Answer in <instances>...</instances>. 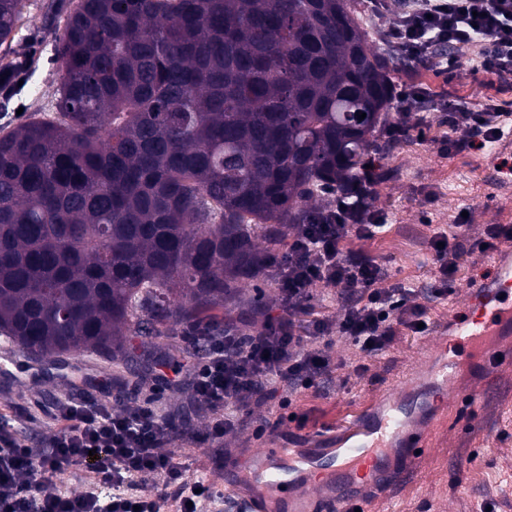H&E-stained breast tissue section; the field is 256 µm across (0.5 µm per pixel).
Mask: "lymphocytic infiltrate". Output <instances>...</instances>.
<instances>
[{
	"instance_id": "obj_1",
	"label": "lymphocytic infiltrate",
	"mask_w": 512,
	"mask_h": 512,
	"mask_svg": "<svg viewBox=\"0 0 512 512\" xmlns=\"http://www.w3.org/2000/svg\"><path fill=\"white\" fill-rule=\"evenodd\" d=\"M373 13L381 42L394 55L448 72L457 53L471 50L473 72L496 76L501 89H512V0H398L393 10L386 0H375ZM423 100L415 84L400 94L399 117L382 133L384 147L412 134L425 139L430 123ZM507 107L494 100L477 111L443 106L440 122L452 136L441 141L440 153H476L499 142ZM388 177L380 158L371 157L369 169L318 208L314 223L294 225L287 251L272 265L280 315H265L252 331L228 325L223 333L203 329L193 337L198 359L186 379L191 391L186 411L207 419L211 441L244 427L263 437L267 428L256 410L285 409L298 394L320 393L333 380L346 385L364 378L370 360L385 355L397 336L429 335L432 326L418 289L389 283L387 268L352 246L384 232L387 217L376 198ZM429 244L436 268L429 294L443 299L455 292L474 247L464 234L439 228ZM319 282L338 290L339 314L314 305L311 288ZM339 339L361 358L347 376L331 355ZM52 417L59 429L36 449L0 427V512H163L171 503L179 512H198L201 502L211 500L212 485L187 483L169 452L174 414L156 401L117 409L105 400L87 404L67 398L56 403ZM71 467L110 485L109 500L91 490L57 489L54 475Z\"/></svg>"
}]
</instances>
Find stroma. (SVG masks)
<instances>
[{
  "label": "stroma",
  "mask_w": 512,
  "mask_h": 512,
  "mask_svg": "<svg viewBox=\"0 0 512 512\" xmlns=\"http://www.w3.org/2000/svg\"><path fill=\"white\" fill-rule=\"evenodd\" d=\"M58 4L59 0H34L30 23L17 30L12 44L0 46V58L14 47L32 48L37 58L28 87L14 95L8 112L0 115L1 124L14 121L18 109L27 116L56 112L55 38L40 33L32 21ZM420 81L428 93L431 129L426 140L413 137L384 151L383 163L391 176L379 186L377 204L387 212L389 227L364 242L363 248L389 268L395 281L424 289L436 272L428 243L432 225L454 224L466 209L471 212L467 229L471 240L481 238L485 225H512V178L495 168L499 157L512 156V136L496 143L490 152L441 156L438 141L449 129L438 123L440 106L458 104L478 110L499 96L512 100V91L500 92L495 77L472 72L464 55L452 72L439 75L425 70ZM485 260L479 251L469 257L453 296L425 299L431 323L447 321L459 308L465 285L483 274ZM261 287L265 295L262 312H254L249 305L253 288H244L238 296L232 318L240 327L256 329L264 314H279L274 278L266 277ZM430 344L427 336L400 337L372 363L365 378L345 388L330 385L318 396L303 394L294 410L305 415L304 427L309 430L340 423L396 384ZM190 352V342L183 336L159 338L151 345L129 336L119 361L94 352H73L57 363L20 355L15 346L0 340V354L15 359L11 373L0 374V422L14 425L19 442L34 448L57 431L50 411L63 398L117 399L125 408L157 399L175 409L186 403L188 393L171 390L168 383L181 376ZM484 394L480 418L453 410L435 423L429 436L433 453L422 473L397 483L389 497L375 499L370 512H478L483 502L491 503L493 512H512V374H500L488 383ZM173 426L176 438L171 450L190 483L211 480L216 448L234 456L257 444L251 432L238 431L225 436L222 445H215L205 438V419L197 416L175 417Z\"/></svg>",
  "instance_id": "stroma-1"
}]
</instances>
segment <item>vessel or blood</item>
<instances>
[{
    "instance_id": "b4317fda",
    "label": "vessel or blood",
    "mask_w": 512,
    "mask_h": 512,
    "mask_svg": "<svg viewBox=\"0 0 512 512\" xmlns=\"http://www.w3.org/2000/svg\"><path fill=\"white\" fill-rule=\"evenodd\" d=\"M487 274L468 289L461 315L438 328L423 361L350 421L313 429L301 443L281 434L214 467L241 512H360L379 488L428 456L426 414L461 404L480 415L484 394L459 395L450 381L459 356L492 375L512 368V241L488 254Z\"/></svg>"
}]
</instances>
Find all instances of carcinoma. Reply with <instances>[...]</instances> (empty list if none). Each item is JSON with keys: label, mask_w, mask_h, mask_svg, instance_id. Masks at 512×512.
<instances>
[{"label": "carcinoma", "mask_w": 512, "mask_h": 512, "mask_svg": "<svg viewBox=\"0 0 512 512\" xmlns=\"http://www.w3.org/2000/svg\"><path fill=\"white\" fill-rule=\"evenodd\" d=\"M357 2L67 0L58 116L0 126V336L102 353L246 284L260 304L274 248L392 118ZM25 8L0 0V45ZM33 68L0 64V107Z\"/></svg>", "instance_id": "carcinoma-1"}]
</instances>
